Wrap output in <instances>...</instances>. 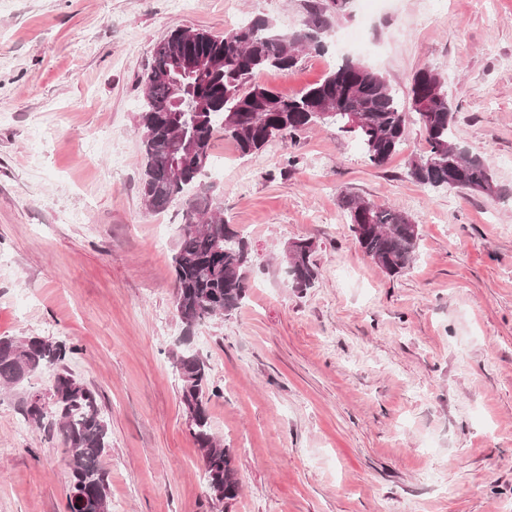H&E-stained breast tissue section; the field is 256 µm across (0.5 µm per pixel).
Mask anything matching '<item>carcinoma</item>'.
I'll return each instance as SVG.
<instances>
[{
	"mask_svg": "<svg viewBox=\"0 0 512 512\" xmlns=\"http://www.w3.org/2000/svg\"><path fill=\"white\" fill-rule=\"evenodd\" d=\"M313 3L300 28L283 32L267 18L255 17L224 36L176 28L153 50V64L144 79L138 133L144 158L141 198L149 213L182 200L183 228L173 256L174 306L190 330L216 316L227 317L247 296L252 264L246 238L224 221L216 195L200 176L211 161L214 141L231 140L243 156L252 155L276 138H294L318 126L316 106L329 103V124L355 139L367 160L385 165L405 142L409 125L418 119L414 104L426 114L419 124L428 150L410 157L407 175L428 188L453 187L497 193L486 160L466 154L453 141L455 109L448 99L447 78L433 69L416 71L410 82L408 106L400 104L387 79L357 60H345L321 81L294 96H285L254 81L269 69L291 70L303 48L322 49L321 33L330 16L348 9ZM188 51L208 59L207 66L187 75L172 61ZM180 79L187 96L179 110L169 104V88ZM357 113L362 122L350 125ZM193 145L195 158L173 166L178 139ZM341 205L359 248L385 273L408 271L416 260L420 227L407 214L345 194ZM314 242L282 252L281 263L292 281L309 288L317 277L312 259ZM78 345L40 336H0V385L21 389L36 373L53 380L44 410L29 392L22 399L26 421L39 426L49 419L69 454L65 512H112L107 473L101 461L110 447V430L99 394L67 367ZM180 380V403L186 430L199 450L212 503L237 498L240 481L229 449L217 445L208 402L217 389L210 383L205 360L190 348L171 354Z\"/></svg>",
	"mask_w": 512,
	"mask_h": 512,
	"instance_id": "obj_1",
	"label": "carcinoma"
}]
</instances>
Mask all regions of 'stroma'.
<instances>
[{
  "label": "stroma",
  "instance_id": "stroma-1",
  "mask_svg": "<svg viewBox=\"0 0 512 512\" xmlns=\"http://www.w3.org/2000/svg\"><path fill=\"white\" fill-rule=\"evenodd\" d=\"M309 0H0V336L71 340L100 395L112 512H216L170 358L183 334L172 257L182 205L146 212L136 122L152 49L239 14L293 31ZM323 52L258 80L292 96L346 59L398 94L448 78L455 142L487 159L490 197L406 174L418 124L384 166L334 126L241 156L220 138L201 182L247 238L248 298L191 343L242 490L223 512H512V0H351ZM350 193L411 216L418 258L388 276L356 245ZM315 243L313 287L279 257ZM0 389V512H64L56 432Z\"/></svg>",
  "mask_w": 512,
  "mask_h": 512
}]
</instances>
